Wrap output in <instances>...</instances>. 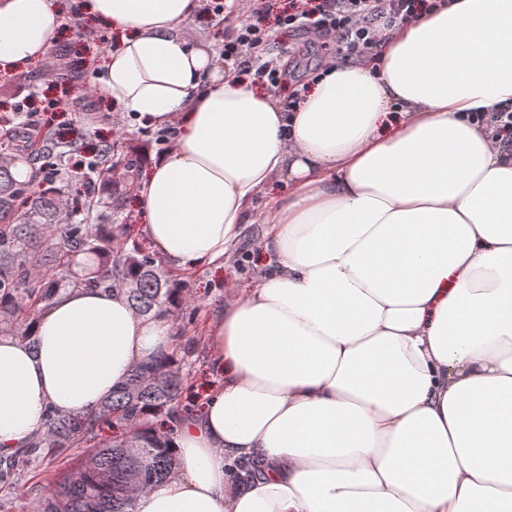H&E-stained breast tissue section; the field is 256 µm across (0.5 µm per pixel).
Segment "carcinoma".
Segmentation results:
<instances>
[{
  "label": "carcinoma",
  "instance_id": "obj_1",
  "mask_svg": "<svg viewBox=\"0 0 512 512\" xmlns=\"http://www.w3.org/2000/svg\"><path fill=\"white\" fill-rule=\"evenodd\" d=\"M70 142L30 136L24 149L0 141V334L31 342V322L51 300L74 288L121 289L135 313L175 316L184 284L162 274L154 259L124 249L127 224L112 223V210L137 189L142 163L112 142L84 167ZM172 356L135 365L130 378L86 413L50 412L28 447L0 467V484L14 466L40 449L55 454L95 438L103 423L122 429L112 445L93 449L81 466L51 489L44 512H132L135 496L163 481L175 466L165 437L182 393Z\"/></svg>",
  "mask_w": 512,
  "mask_h": 512
}]
</instances>
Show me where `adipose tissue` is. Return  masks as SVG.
<instances>
[{
	"label": "adipose tissue",
	"mask_w": 512,
	"mask_h": 512,
	"mask_svg": "<svg viewBox=\"0 0 512 512\" xmlns=\"http://www.w3.org/2000/svg\"><path fill=\"white\" fill-rule=\"evenodd\" d=\"M199 0H74L119 36L96 63L110 112L173 135L133 198L154 253L228 256L255 196L285 193L253 286L210 325L220 376L133 512H512V144L474 112L512 105V0H453L329 61L293 111L223 75ZM57 0H0V71L60 38ZM171 321L76 288L0 336V454L48 412L97 408ZM258 468L244 478L241 463Z\"/></svg>",
	"instance_id": "obj_1"
}]
</instances>
